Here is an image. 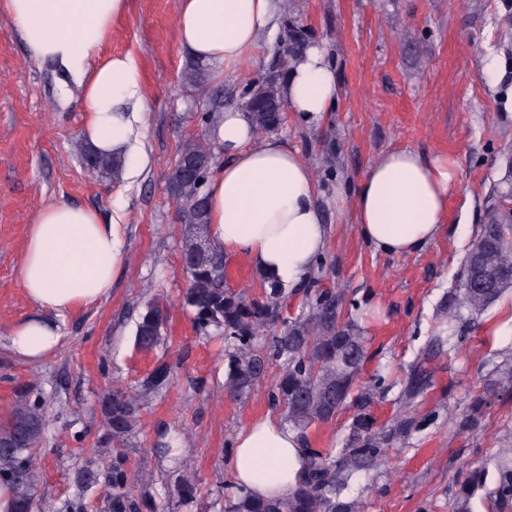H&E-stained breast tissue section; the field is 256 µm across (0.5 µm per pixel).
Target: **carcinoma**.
Listing matches in <instances>:
<instances>
[{
  "label": "carcinoma",
  "mask_w": 512,
  "mask_h": 512,
  "mask_svg": "<svg viewBox=\"0 0 512 512\" xmlns=\"http://www.w3.org/2000/svg\"><path fill=\"white\" fill-rule=\"evenodd\" d=\"M291 58L288 47L281 46L276 56V74L261 80L279 105L284 104L280 86ZM186 79L199 94H209L211 75L203 64H190ZM242 109L250 114L259 137L277 131L284 120L281 112L258 111L248 96ZM75 149L90 171L102 178L113 176L121 167V158L96 152L83 140L75 143ZM215 159L216 145L211 140L186 138L168 175V190L182 206L184 224L180 254L188 288L182 305L194 311L201 328L224 337L228 346L224 389L229 394L239 398L249 395L258 383L264 359L283 361V375L270 397L284 406L288 426L302 437L311 424L332 420L351 399L365 361L364 336L351 324L338 325L336 301L341 292L316 289L308 310L282 322L279 332L272 333L266 352H261L258 341L276 327L285 289L270 281L262 300L227 290L224 250L214 243L208 246L205 264L199 266L193 261L194 228L207 223L204 185ZM460 281L456 300L442 311L448 337L436 336V341L453 342L463 312L482 313L512 287L511 211L495 208L489 213L480 238L463 261ZM165 319L166 308L162 304L151 302L145 306L136 324L137 348L153 350L164 344ZM169 374L168 364H161L143 381L137 396L121 385L112 387L103 401L99 425L100 442L112 449V456L99 465V450L86 449L87 461L97 468L86 466L75 471L73 483L81 493L65 501L61 512H87L85 492L99 484L108 490L104 512H157L153 494L135 493V488L147 486L152 480L128 466L123 447L145 398L162 386ZM356 424L362 434L337 453L330 449H303V471L286 499H255L233 490L231 482H224V512H357L358 503L346 499L343 493L359 472L381 463L389 435L372 430L373 422L364 413L356 417ZM48 427L47 410L38 398L22 401L10 419L0 424V481L11 484L16 512H31L42 478L41 443ZM489 481L494 484L489 492L492 512H512V448L498 449L491 468L484 463L471 466L453 496L451 512H472V499L478 491L486 489ZM162 483L172 512L198 509L195 479L181 472L180 466H175Z\"/></svg>",
  "instance_id": "obj_1"
}]
</instances>
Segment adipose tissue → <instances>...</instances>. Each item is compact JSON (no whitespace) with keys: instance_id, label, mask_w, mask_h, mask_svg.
<instances>
[{"instance_id":"obj_1","label":"adipose tissue","mask_w":512,"mask_h":512,"mask_svg":"<svg viewBox=\"0 0 512 512\" xmlns=\"http://www.w3.org/2000/svg\"><path fill=\"white\" fill-rule=\"evenodd\" d=\"M128 0H0L19 30L31 61L52 60L81 87L83 134L97 149L150 161L142 131L144 92L128 54L99 50L124 16ZM276 0H182L180 46L216 66L243 61L272 24ZM337 93L325 50L297 53L281 85L291 109L317 121ZM222 157L205 193L210 236L226 253L241 254L266 277L296 288L307 282L328 247L321 190L299 150L279 137L256 138L242 110H225L210 132ZM458 183L454 158L410 147L381 152L353 201L361 238L375 252L410 255L449 231L448 197ZM123 258L118 225L100 223L88 209L49 204L30 226L21 282L36 305L64 315L107 297ZM59 342L56 326L33 316L11 331L20 357L38 360ZM300 440L272 413L238 430L227 460L233 483L255 498H288L302 469Z\"/></svg>"}]
</instances>
